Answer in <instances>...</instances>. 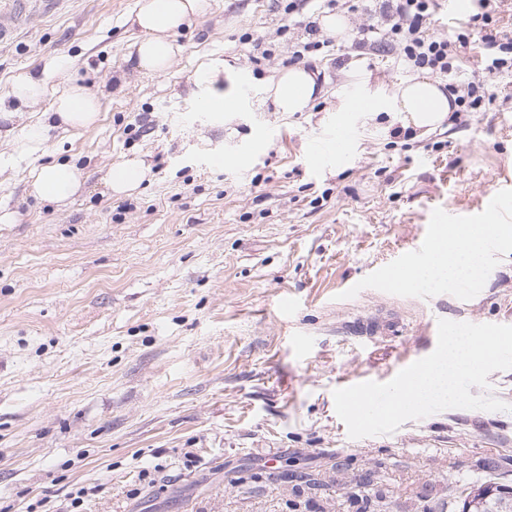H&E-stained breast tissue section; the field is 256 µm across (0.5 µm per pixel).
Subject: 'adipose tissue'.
Instances as JSON below:
<instances>
[{
    "label": "adipose tissue",
    "mask_w": 512,
    "mask_h": 512,
    "mask_svg": "<svg viewBox=\"0 0 512 512\" xmlns=\"http://www.w3.org/2000/svg\"><path fill=\"white\" fill-rule=\"evenodd\" d=\"M211 9V0H138L131 22L138 33L134 42L138 69L149 73L166 72L181 52L175 34L190 27ZM316 92L315 77L303 67H291L268 84L266 98L278 112H305ZM10 95L18 105H34L49 100L44 114L47 126L62 130L88 129L100 116V98L84 79L70 77L64 63H46L41 70L28 71L14 82ZM372 96L385 100L388 107L402 113L414 126L430 129L440 124L451 110L447 95L437 81L416 75L400 81L392 89L374 88ZM148 175L140 159H125L106 171L109 192L128 196ZM86 181L82 169L70 163H57L33 169L29 174L31 194L39 199L63 204L81 191ZM486 234L462 232L434 251L427 266L408 272L405 283L444 288L478 276L483 269V242Z\"/></svg>",
    "instance_id": "1"
}]
</instances>
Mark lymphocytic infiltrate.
<instances>
[{
	"mask_svg": "<svg viewBox=\"0 0 512 512\" xmlns=\"http://www.w3.org/2000/svg\"><path fill=\"white\" fill-rule=\"evenodd\" d=\"M499 3L471 0L467 18L456 22L447 34L437 35L430 24L439 0H380L378 20L361 25L355 41L395 51L406 68L444 80L458 111L479 112L494 101V90L477 75L459 81L457 71L464 50L477 48L485 70L512 75V34L491 26Z\"/></svg>",
	"mask_w": 512,
	"mask_h": 512,
	"instance_id": "f902f5d3",
	"label": "lymphocytic infiltrate"
}]
</instances>
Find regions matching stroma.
<instances>
[{"label": "stroma", "instance_id": "obj_1", "mask_svg": "<svg viewBox=\"0 0 512 512\" xmlns=\"http://www.w3.org/2000/svg\"><path fill=\"white\" fill-rule=\"evenodd\" d=\"M213 2L162 75L131 61L136 0H63L0 46V100L51 58L101 95L95 127L48 131L0 168V512H65L77 486L82 512H459L465 487L512 486V411L353 439L333 399L432 353L438 320L512 325V240L485 251L474 287L381 282L437 213L480 224L500 197L495 221L512 225V76L487 74L497 99L429 132L383 105L349 113L350 159L315 168L337 92L368 93L354 72L389 88L409 71L345 37L303 62L321 75L313 108L273 111L265 85L321 10L306 0L292 27L286 0ZM265 34L276 52L257 66ZM210 59L233 67L212 99L241 110L199 109L191 76ZM130 157L151 175L112 197L105 172ZM55 162L88 173L64 205L27 191Z\"/></svg>", "mask_w": 512, "mask_h": 512}]
</instances>
